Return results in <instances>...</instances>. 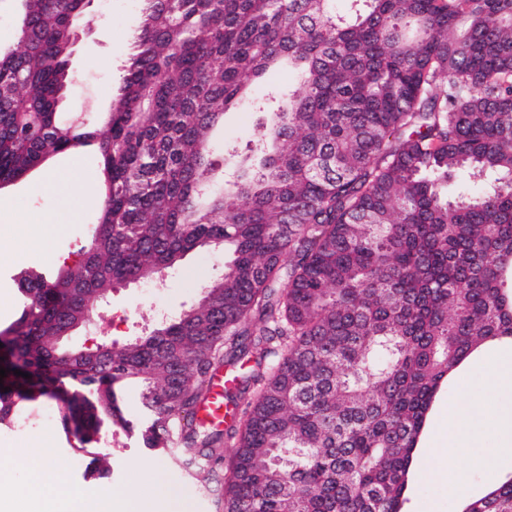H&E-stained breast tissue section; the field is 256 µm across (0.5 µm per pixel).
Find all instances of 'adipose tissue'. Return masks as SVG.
I'll use <instances>...</instances> for the list:
<instances>
[{
  "label": "adipose tissue",
  "instance_id": "adipose-tissue-1",
  "mask_svg": "<svg viewBox=\"0 0 512 512\" xmlns=\"http://www.w3.org/2000/svg\"><path fill=\"white\" fill-rule=\"evenodd\" d=\"M448 399L442 428H426L419 446L429 457H463L480 469L488 486L500 481L499 460H512V337L471 351L448 375ZM494 446L497 454L483 450ZM37 512H168L164 499L120 498L107 493L84 495L62 481L46 446L31 449Z\"/></svg>",
  "mask_w": 512,
  "mask_h": 512
}]
</instances>
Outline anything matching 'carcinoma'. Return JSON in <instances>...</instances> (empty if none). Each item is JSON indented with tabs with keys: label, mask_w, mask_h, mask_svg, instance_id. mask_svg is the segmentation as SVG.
<instances>
[{
	"label": "carcinoma",
	"mask_w": 512,
	"mask_h": 512,
	"mask_svg": "<svg viewBox=\"0 0 512 512\" xmlns=\"http://www.w3.org/2000/svg\"><path fill=\"white\" fill-rule=\"evenodd\" d=\"M20 2L0 183L95 146L105 198L75 265L19 279L0 422L48 397L85 443L106 415L167 448L182 420L176 453L220 512H402L438 388L512 336V0H144L95 125L58 112L89 0ZM285 62L299 87L258 106L261 164L218 186L211 132ZM458 174L483 189L451 193ZM195 250L228 256L212 299L120 347L64 346L113 288ZM236 366L233 419L194 423ZM461 512H512V477Z\"/></svg>",
	"instance_id": "1"
}]
</instances>
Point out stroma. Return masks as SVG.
<instances>
[{
  "instance_id": "1",
  "label": "stroma",
  "mask_w": 512,
  "mask_h": 512,
  "mask_svg": "<svg viewBox=\"0 0 512 512\" xmlns=\"http://www.w3.org/2000/svg\"><path fill=\"white\" fill-rule=\"evenodd\" d=\"M142 18V0H91L85 14L75 24L76 41L69 61L70 85L61 107L62 120L82 115L96 120L109 109L111 92L118 86L129 58L127 36ZM264 118L252 107L229 108L224 127L215 138L219 147L214 155L218 174L231 176L232 154H245L249 137ZM100 158L96 149L85 147L57 155L30 171L24 178L0 188V252L21 253L20 261L0 263V330L16 320L23 307L15 280L21 273L74 262L95 223L100 199L85 205L79 217H72L64 197L42 190L43 178L57 173L63 183L91 181L99 184ZM52 221L62 233L43 244H35L29 234L35 225ZM225 257L220 252L194 251L170 271L164 284L141 282L113 292L110 305L102 307L94 333L70 336L67 346L78 349L107 341L124 344L132 336L162 318H174L196 303L202 289L222 275ZM46 442L55 450V466L71 485L87 493L109 492L141 496L173 490L172 512H213L207 494L172 456L147 448L134 435L103 422L97 441L84 444L78 436L65 432L60 420L45 423L31 420L24 432L12 424H0V457L12 460V478L0 485V497H13L16 489L34 480L22 464L28 448ZM89 459L106 458L108 471L98 475L73 467L74 455ZM436 460L417 455L405 492L408 505L438 503L439 512H460L463 502L484 491L486 484L478 471H471L462 490L449 493L435 481Z\"/></svg>"
}]
</instances>
